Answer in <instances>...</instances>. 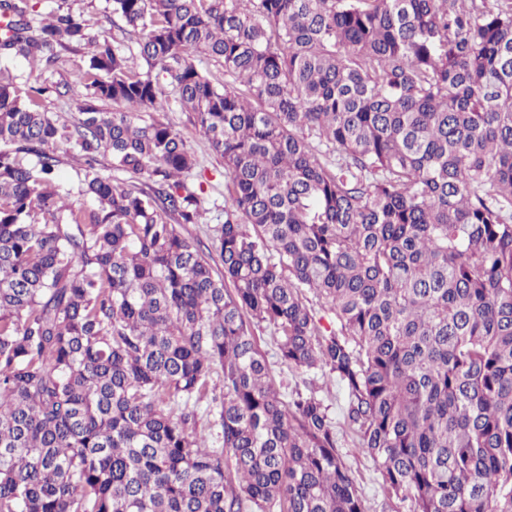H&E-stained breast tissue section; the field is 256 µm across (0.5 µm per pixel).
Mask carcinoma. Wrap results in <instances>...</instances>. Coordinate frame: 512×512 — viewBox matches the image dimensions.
I'll use <instances>...</instances> for the list:
<instances>
[{
	"label": "carcinoma",
	"mask_w": 512,
	"mask_h": 512,
	"mask_svg": "<svg viewBox=\"0 0 512 512\" xmlns=\"http://www.w3.org/2000/svg\"><path fill=\"white\" fill-rule=\"evenodd\" d=\"M107 9L140 68L60 4L0 0V512H370L329 406L281 397L255 324L342 387L389 498L512 512V0ZM86 46L71 132L8 63ZM172 103L224 160L220 272L178 230L206 213L196 156L134 116ZM217 408L211 401V393L199 403L196 418V430L207 436L209 443L217 444V433L220 431L216 426Z\"/></svg>",
	"instance_id": "obj_1"
}]
</instances>
